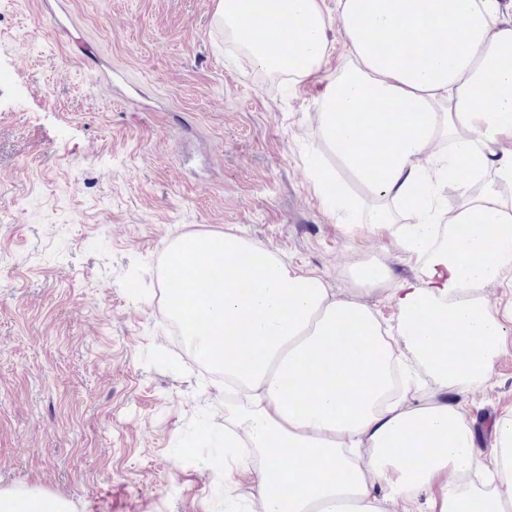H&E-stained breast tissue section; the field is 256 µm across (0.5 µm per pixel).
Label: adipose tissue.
Instances as JSON below:
<instances>
[{
    "label": "adipose tissue",
    "instance_id": "1",
    "mask_svg": "<svg viewBox=\"0 0 512 512\" xmlns=\"http://www.w3.org/2000/svg\"><path fill=\"white\" fill-rule=\"evenodd\" d=\"M350 58L318 101L324 140L372 193L365 224L415 259L395 328L321 276L244 236L191 233L169 248L170 316L224 374V490L264 512H512V408L492 466L462 403L420 395L487 380L512 339L479 288L512 270V10L501 0H336ZM263 70L306 78L333 46L325 0H218ZM281 33L276 47L257 26ZM447 141L441 155L432 145ZM452 177L461 204L440 210ZM487 177L470 195L474 176ZM412 212L413 225L395 213Z\"/></svg>",
    "mask_w": 512,
    "mask_h": 512
}]
</instances>
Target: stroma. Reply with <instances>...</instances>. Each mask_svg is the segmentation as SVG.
<instances>
[{"label":"stroma","instance_id":"obj_1","mask_svg":"<svg viewBox=\"0 0 512 512\" xmlns=\"http://www.w3.org/2000/svg\"><path fill=\"white\" fill-rule=\"evenodd\" d=\"M216 0H0V488L74 512H225L224 393L171 339L170 243L243 235L395 324L414 261L349 235L316 189L373 197L322 138L317 101L347 59L268 76L229 48ZM390 280L363 292L360 261ZM483 464L512 408V352L466 393Z\"/></svg>","mask_w":512,"mask_h":512}]
</instances>
